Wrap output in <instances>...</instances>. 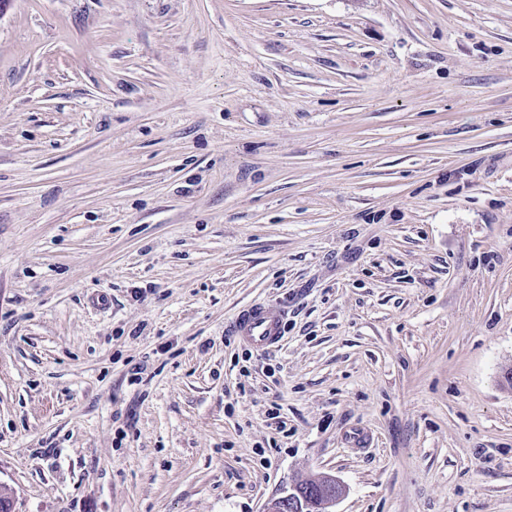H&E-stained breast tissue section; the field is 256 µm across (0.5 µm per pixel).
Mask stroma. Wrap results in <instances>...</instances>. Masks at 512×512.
<instances>
[{
    "label": "stroma",
    "mask_w": 512,
    "mask_h": 512,
    "mask_svg": "<svg viewBox=\"0 0 512 512\" xmlns=\"http://www.w3.org/2000/svg\"><path fill=\"white\" fill-rule=\"evenodd\" d=\"M509 369L512 0H8L15 512H512ZM285 315L284 308L251 304L233 319L230 332L259 350H267L280 343Z\"/></svg>",
    "instance_id": "1"
}]
</instances>
